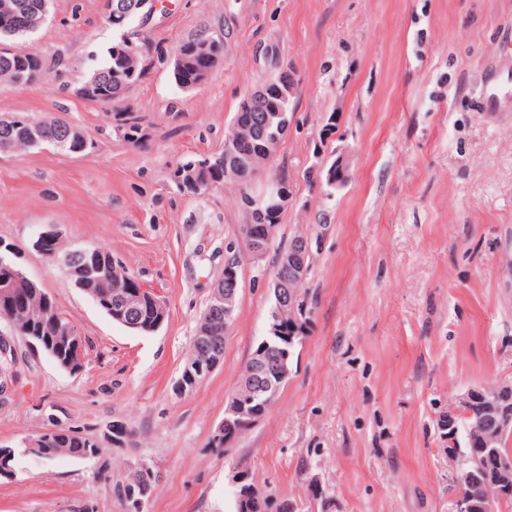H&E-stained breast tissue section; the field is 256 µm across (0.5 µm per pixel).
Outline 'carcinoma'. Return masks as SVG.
I'll return each mask as SVG.
<instances>
[{"label": "carcinoma", "instance_id": "obj_1", "mask_svg": "<svg viewBox=\"0 0 512 512\" xmlns=\"http://www.w3.org/2000/svg\"><path fill=\"white\" fill-rule=\"evenodd\" d=\"M19 5L16 13H0V82L13 84L19 73L27 74V80L40 83L46 80L48 68L43 59L21 50H12L5 43L23 38L31 33L29 25L42 15L45 0H15ZM204 38H193L176 46L183 56L182 66L173 67L175 83L185 88L196 82L207 70L204 58L198 55L196 47ZM144 77L141 59L125 61L107 50V57L102 65L93 69L86 83L96 85L103 90L97 102L110 105L123 100L126 92ZM280 84H271L266 97L258 99L251 111L242 113L253 128L251 150L256 162L264 161V147L271 142L272 129L266 124V115L282 107L289 108V103L281 99L278 88ZM12 148H48L74 154H89L95 144L82 136V131L65 119L47 116L34 119L28 115H15L7 119L0 118V149ZM220 151L204 158L189 161L177 171L178 187L188 193L194 192V183L207 180L214 185L224 184V161ZM278 215L254 213L253 224L259 234L266 239L274 238ZM66 251L64 246H59ZM68 252V251H66ZM70 262L75 267L87 265L100 268L103 279L91 278L85 294L107 315L117 308V298L123 290L124 277L129 271L118 261L112 252L102 247L92 251H70ZM166 316L162 302L151 290L144 292L140 307L123 312L118 324L139 333H151L160 328V318ZM210 329L213 346L224 351V308L207 306L203 315ZM0 323L16 329L23 336H40L53 347L52 360L56 365H63L71 359V348L58 339L55 325L68 324L70 320L60 310L56 300L39 284L34 286L19 281L10 292L0 293ZM282 323L280 308L273 304L269 309L267 335L269 342L266 349L267 363L261 373L263 388L252 391L245 381L240 384L234 395L248 401L247 408L255 413H265L274 403L287 382L282 377V355L276 332ZM488 433L495 440L497 454L512 455L507 441L512 437V426H505L503 413L499 405L490 406L482 398H477L467 418H460L454 424L451 435L455 442V461L460 471L456 480V497L464 500L467 512H484V505L489 498L499 501L498 512H512V478L504 476L496 462V454L490 453L473 437V431ZM102 448L93 438L80 434L73 429H61L57 432L44 433L35 437L29 453L43 462H50L65 455L79 462L98 459ZM250 493L260 500L256 512H306L294 500H284L257 486L253 477L235 486L234 499L243 493Z\"/></svg>", "mask_w": 512, "mask_h": 512}]
</instances>
